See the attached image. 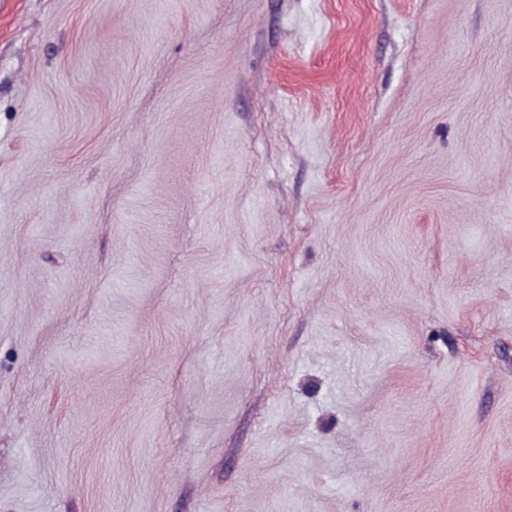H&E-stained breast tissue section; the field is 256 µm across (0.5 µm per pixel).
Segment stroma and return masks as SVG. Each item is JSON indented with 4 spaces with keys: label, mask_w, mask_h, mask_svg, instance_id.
<instances>
[{
    "label": "stroma",
    "mask_w": 512,
    "mask_h": 512,
    "mask_svg": "<svg viewBox=\"0 0 512 512\" xmlns=\"http://www.w3.org/2000/svg\"><path fill=\"white\" fill-rule=\"evenodd\" d=\"M0 512H512V0H0Z\"/></svg>",
    "instance_id": "stroma-1"
}]
</instances>
